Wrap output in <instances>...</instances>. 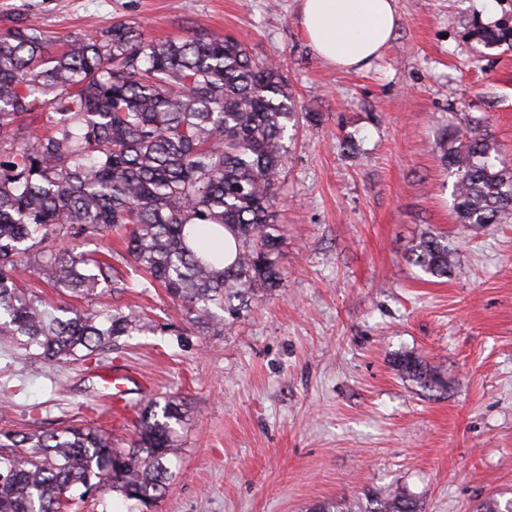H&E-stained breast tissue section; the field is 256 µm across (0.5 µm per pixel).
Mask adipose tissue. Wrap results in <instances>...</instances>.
Listing matches in <instances>:
<instances>
[{
  "mask_svg": "<svg viewBox=\"0 0 512 512\" xmlns=\"http://www.w3.org/2000/svg\"><path fill=\"white\" fill-rule=\"evenodd\" d=\"M300 25L324 62L360 70L379 59L393 38L396 0H300Z\"/></svg>",
  "mask_w": 512,
  "mask_h": 512,
  "instance_id": "obj_1",
  "label": "adipose tissue"
}]
</instances>
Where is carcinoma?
Wrapping results in <instances>:
<instances>
[{
  "mask_svg": "<svg viewBox=\"0 0 512 512\" xmlns=\"http://www.w3.org/2000/svg\"><path fill=\"white\" fill-rule=\"evenodd\" d=\"M487 46L512 45V26H482ZM294 100L278 65L231 36L153 41L117 21L77 34L63 51L29 23L0 34V335L46 364L92 361L141 330L137 315L62 306L25 284L35 275L86 299L133 285L163 289L194 328L237 319L248 299L278 287L288 236L272 208L288 160ZM461 224L512 221V162L475 125L448 141ZM229 232L233 260L216 246ZM117 234L122 252L83 251ZM64 240L70 246L54 248ZM411 262L432 277L452 268L448 239L429 235ZM400 373L440 383L418 357ZM186 399L136 411L130 447L96 427L6 432L0 512H65L117 493L142 503L167 489ZM373 512H418L402 494Z\"/></svg>",
  "mask_w": 512,
  "mask_h": 512,
  "instance_id": "cac0c4a2",
  "label": "carcinoma"
}]
</instances>
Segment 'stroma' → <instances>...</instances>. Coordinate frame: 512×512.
Here are the masks:
<instances>
[{"mask_svg":"<svg viewBox=\"0 0 512 512\" xmlns=\"http://www.w3.org/2000/svg\"><path fill=\"white\" fill-rule=\"evenodd\" d=\"M399 23L361 70L319 59L299 0H0V33L35 22L53 47L117 19L148 39L230 35L282 65L299 114L274 209L283 280L224 329L199 334L157 288L125 297L145 326L101 367L145 381L113 414L98 370L18 359L0 336V431L101 426L129 444L134 408L192 407L171 485L151 506L120 495L81 512H370L400 493L421 512L512 507V223L463 229L441 146L479 123L512 159V49L474 22L512 0H396ZM447 237L458 268L409 255ZM424 360L440 383L406 380ZM411 262L432 277H448L452 268V252L444 236L429 235L412 249ZM397 367L400 373L410 381L424 386L440 383L435 373L416 356L403 355L398 359Z\"/></svg>","mask_w":512,"mask_h":512,"instance_id":"1","label":"stroma"}]
</instances>
